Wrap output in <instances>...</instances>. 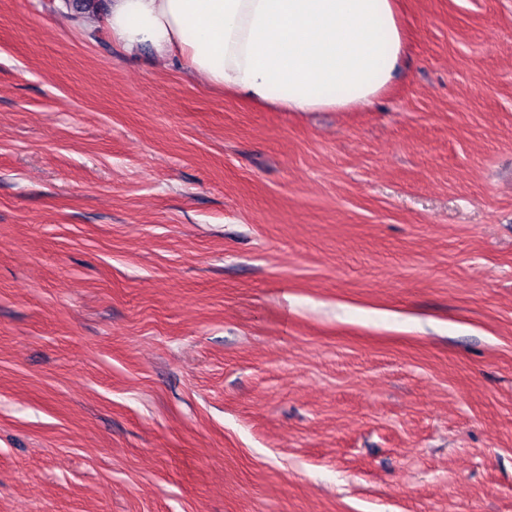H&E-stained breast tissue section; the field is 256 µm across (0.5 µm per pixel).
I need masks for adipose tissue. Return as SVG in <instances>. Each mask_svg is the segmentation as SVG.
I'll return each mask as SVG.
<instances>
[{"instance_id": "obj_1", "label": "adipose tissue", "mask_w": 512, "mask_h": 512, "mask_svg": "<svg viewBox=\"0 0 512 512\" xmlns=\"http://www.w3.org/2000/svg\"><path fill=\"white\" fill-rule=\"evenodd\" d=\"M101 23L126 52L273 112L372 105L408 47L399 0H109Z\"/></svg>"}]
</instances>
